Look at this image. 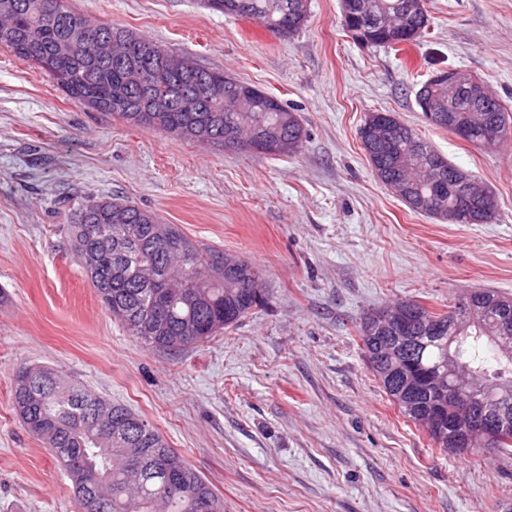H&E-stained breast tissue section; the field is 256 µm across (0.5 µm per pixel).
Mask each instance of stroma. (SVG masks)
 Here are the masks:
<instances>
[{
	"instance_id": "obj_1",
	"label": "stroma",
	"mask_w": 512,
	"mask_h": 512,
	"mask_svg": "<svg viewBox=\"0 0 512 512\" xmlns=\"http://www.w3.org/2000/svg\"><path fill=\"white\" fill-rule=\"evenodd\" d=\"M97 22L258 86L298 113L292 156L222 152L69 99L0 49V512H76L71 483L11 401L18 365L51 364L148 419L224 512H512V455L440 450L373 376L369 309L443 310L476 288L512 295V138L474 146L430 124L415 94L434 63L477 75L512 111V0H426L429 38L396 53L310 0L296 35L199 0H71ZM393 112L494 191L488 224L412 211L357 135ZM123 196L255 263L268 297L202 346L140 345L100 304L69 239L88 197Z\"/></svg>"
}]
</instances>
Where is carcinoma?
<instances>
[{
  "label": "carcinoma",
  "mask_w": 512,
  "mask_h": 512,
  "mask_svg": "<svg viewBox=\"0 0 512 512\" xmlns=\"http://www.w3.org/2000/svg\"><path fill=\"white\" fill-rule=\"evenodd\" d=\"M11 24L0 26V48L46 72L69 98L95 112L196 140L219 150L236 143L251 152L292 155L302 151L306 131L296 113L278 98L221 70L196 64L176 72L156 51L158 42L126 27L85 17L68 0H11ZM213 12L253 19L286 40L308 18L297 0H201ZM405 0H357L362 15L380 20L374 47L400 50L391 34ZM109 38L127 46L122 60L100 57L95 43ZM138 71L140 85L128 81ZM434 126L485 146L484 127L512 128V113L474 77L461 87L439 83L425 89ZM372 169L411 210L453 221L462 213L486 224L477 196L463 194L460 168L448 161L392 112H373L359 128ZM126 223L115 224L116 212ZM70 237L81 267L101 304L137 341L168 352L188 350L238 324L265 303L261 272L249 261L224 270V252L188 236L177 224L120 197L85 200L70 218ZM512 315V297L475 290L454 309L456 318L405 299L373 309L360 319L359 336L374 376L407 419L424 423L439 448L449 450L448 422L427 418L429 408L448 401V390L420 385L407 390L411 376L448 374V357L474 382L512 387V331L504 337L496 318ZM12 403L26 430L51 450L71 480L77 512H224L219 497L201 475L140 415L68 380L49 366H19L13 375ZM512 427L488 443L469 448L506 453ZM467 448V449H469ZM465 448L452 452L462 454Z\"/></svg>",
  "instance_id": "obj_1"
}]
</instances>
